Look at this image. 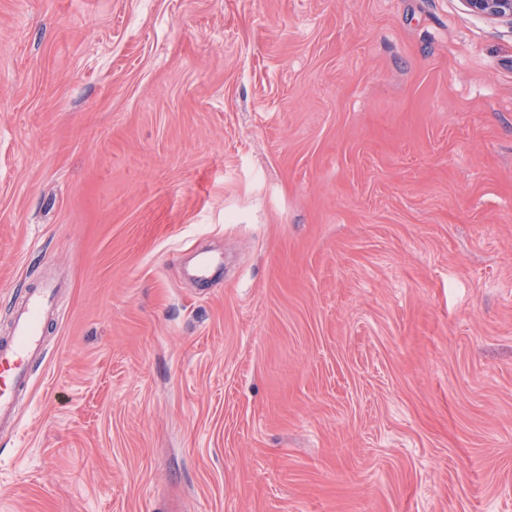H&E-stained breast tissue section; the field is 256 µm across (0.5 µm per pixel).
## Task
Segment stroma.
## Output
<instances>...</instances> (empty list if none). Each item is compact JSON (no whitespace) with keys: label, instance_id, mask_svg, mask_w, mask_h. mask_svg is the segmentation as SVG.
<instances>
[{"label":"stroma","instance_id":"1","mask_svg":"<svg viewBox=\"0 0 512 512\" xmlns=\"http://www.w3.org/2000/svg\"><path fill=\"white\" fill-rule=\"evenodd\" d=\"M48 277L0 512H512V25L0 0V343Z\"/></svg>","mask_w":512,"mask_h":512}]
</instances>
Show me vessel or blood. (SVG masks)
Wrapping results in <instances>:
<instances>
[{
  "label": "vessel or blood",
  "mask_w": 512,
  "mask_h": 512,
  "mask_svg": "<svg viewBox=\"0 0 512 512\" xmlns=\"http://www.w3.org/2000/svg\"><path fill=\"white\" fill-rule=\"evenodd\" d=\"M55 284L43 282L18 309L10 343L0 347V431L18 426V396L29 387V365L42 351L43 324L52 314Z\"/></svg>",
  "instance_id": "1"
}]
</instances>
